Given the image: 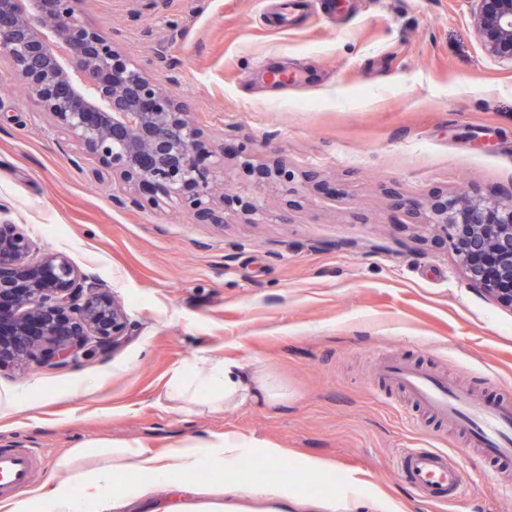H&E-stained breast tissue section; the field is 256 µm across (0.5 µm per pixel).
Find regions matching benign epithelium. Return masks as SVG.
Masks as SVG:
<instances>
[{
    "label": "benign epithelium",
    "instance_id": "7a95c632",
    "mask_svg": "<svg viewBox=\"0 0 512 512\" xmlns=\"http://www.w3.org/2000/svg\"><path fill=\"white\" fill-rule=\"evenodd\" d=\"M471 25L485 52L512 64V0H471ZM78 150L97 164V179L129 186L114 200L150 207L166 199L200 221L223 224L225 202L215 173L233 152L253 187H286L281 161L254 163L247 147L209 148L189 102L167 90L82 21L78 0H0V62ZM391 206L415 224H431L480 293L512 307V189L392 195ZM30 239L0 224V368L27 361L64 368L81 356L107 354L128 334L119 302L64 256L32 261Z\"/></svg>",
    "mask_w": 512,
    "mask_h": 512
}]
</instances>
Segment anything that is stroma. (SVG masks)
<instances>
[{"label":"stroma","instance_id":"obj_1","mask_svg":"<svg viewBox=\"0 0 512 512\" xmlns=\"http://www.w3.org/2000/svg\"><path fill=\"white\" fill-rule=\"evenodd\" d=\"M470 0H82L81 18L189 100L209 143L283 160L287 189L256 193L234 161L222 226L170 206L112 199L92 166L0 64V223L34 256L60 253L123 306L130 326L108 357L0 370V393L31 387L35 407L0 418V445L36 450V484L68 473L91 438L167 454L231 432L281 448L287 470L316 457L302 497L336 512H512V463L482 458L464 426L434 420L378 366L395 357L483 401L512 400V309L468 282L433 226L391 208L392 193L483 194L512 187V65L488 56ZM279 70L298 82L272 83ZM317 168L323 184L302 178ZM264 203L265 223L250 221ZM220 354L265 370L275 405L221 415L166 408L179 368ZM91 388L72 397L74 385ZM441 448L468 496L439 505L412 492L397 459ZM353 478L358 497L343 499Z\"/></svg>","mask_w":512,"mask_h":512}]
</instances>
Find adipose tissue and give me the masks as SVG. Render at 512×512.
I'll use <instances>...</instances> for the list:
<instances>
[{"label":"adipose tissue","instance_id":"adipose-tissue-1","mask_svg":"<svg viewBox=\"0 0 512 512\" xmlns=\"http://www.w3.org/2000/svg\"><path fill=\"white\" fill-rule=\"evenodd\" d=\"M284 398L267 373L214 356L175 371L165 393L169 408L188 413L200 407L214 415ZM250 450L249 443L226 433L185 441L166 455L149 453L137 442L91 440L71 449L72 468L66 478L46 481L34 495L7 501L0 512H123L130 502H149L157 486L186 485L188 477L203 468L211 479L190 486L192 501L184 512H224L228 495L288 499V487L281 482L229 480ZM145 473L150 481H142Z\"/></svg>","mask_w":512,"mask_h":512}]
</instances>
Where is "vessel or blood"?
Here are the masks:
<instances>
[{
    "label": "vessel or blood",
    "mask_w": 512,
    "mask_h": 512,
    "mask_svg": "<svg viewBox=\"0 0 512 512\" xmlns=\"http://www.w3.org/2000/svg\"><path fill=\"white\" fill-rule=\"evenodd\" d=\"M385 381L410 394L433 416L468 428L474 447L489 459L512 461V402L491 405L427 370L400 360L381 369ZM39 456L30 448H0V498L26 490L34 480ZM399 464L414 492L436 503L457 502L464 493L459 464L438 448H410Z\"/></svg>",
    "instance_id": "1"
}]
</instances>
